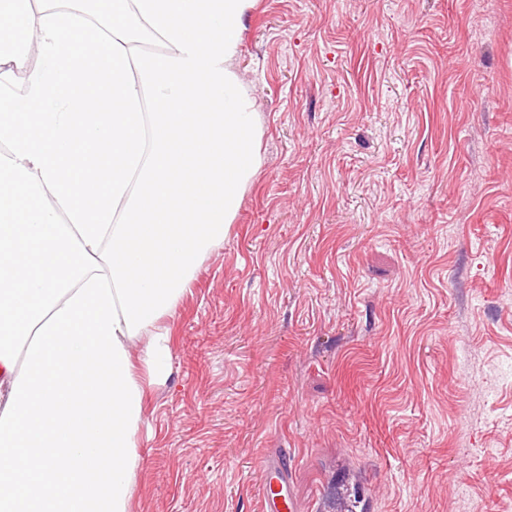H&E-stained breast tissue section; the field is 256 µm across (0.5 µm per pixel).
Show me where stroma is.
I'll list each match as a JSON object with an SVG mask.
<instances>
[{
  "mask_svg": "<svg viewBox=\"0 0 512 512\" xmlns=\"http://www.w3.org/2000/svg\"><path fill=\"white\" fill-rule=\"evenodd\" d=\"M262 164L162 324L132 512H512V0H254ZM259 469L265 475L262 508L263 510H275L263 512H287L288 510L293 512L294 506L281 451L275 450L265 454L259 461ZM285 485L288 486V497L283 494Z\"/></svg>",
  "mask_w": 512,
  "mask_h": 512,
  "instance_id": "1",
  "label": "stroma"
}]
</instances>
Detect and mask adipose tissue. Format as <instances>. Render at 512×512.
<instances>
[{"mask_svg": "<svg viewBox=\"0 0 512 512\" xmlns=\"http://www.w3.org/2000/svg\"><path fill=\"white\" fill-rule=\"evenodd\" d=\"M252 5L0 0V512H130L160 322L262 164Z\"/></svg>", "mask_w": 512, "mask_h": 512, "instance_id": "adipose-tissue-1", "label": "adipose tissue"}]
</instances>
